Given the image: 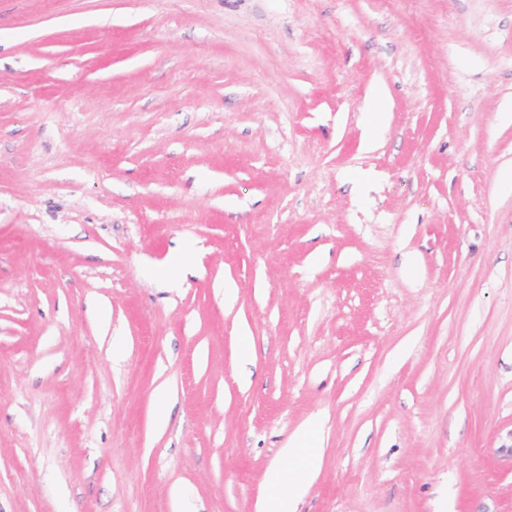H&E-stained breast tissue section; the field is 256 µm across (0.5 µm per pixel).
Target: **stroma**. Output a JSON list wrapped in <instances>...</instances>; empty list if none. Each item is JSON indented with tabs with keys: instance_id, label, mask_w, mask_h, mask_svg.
Returning a JSON list of instances; mask_svg holds the SVG:
<instances>
[{
	"instance_id": "35a3bbf8",
	"label": "stroma",
	"mask_w": 512,
	"mask_h": 512,
	"mask_svg": "<svg viewBox=\"0 0 512 512\" xmlns=\"http://www.w3.org/2000/svg\"><path fill=\"white\" fill-rule=\"evenodd\" d=\"M508 103L512 0H0V512H512ZM317 469L314 459L288 471L279 465L267 474V492L259 499L258 512H296V504Z\"/></svg>"
}]
</instances>
